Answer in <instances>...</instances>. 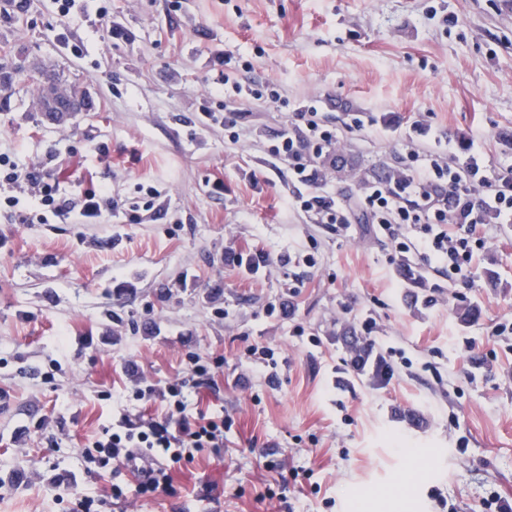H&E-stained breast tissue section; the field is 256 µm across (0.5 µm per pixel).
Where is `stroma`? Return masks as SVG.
I'll return each mask as SVG.
<instances>
[{
    "instance_id": "35a3bbf8",
    "label": "stroma",
    "mask_w": 512,
    "mask_h": 512,
    "mask_svg": "<svg viewBox=\"0 0 512 512\" xmlns=\"http://www.w3.org/2000/svg\"><path fill=\"white\" fill-rule=\"evenodd\" d=\"M64 72L93 98L62 124L15 83L0 153L42 162L63 191L106 186L97 224H18L0 213V512H62L55 487L105 495L81 448L125 416L161 414L190 356L218 360L188 414L224 415V448L171 473L172 489L111 512H486L512 502V224L466 277L395 253L371 225L339 236L287 206L267 140L299 102L324 118H384L347 134L328 186L358 196L395 166L414 120L460 151L512 162V0H52L0 15V58ZM278 84L244 99L250 130L200 126L223 75ZM156 209L127 220L148 187ZM312 255L314 266L300 264ZM435 302L411 310L405 266ZM477 309L462 325L461 303ZM372 337L391 375L350 366L340 331ZM423 417L413 429L409 415Z\"/></svg>"
}]
</instances>
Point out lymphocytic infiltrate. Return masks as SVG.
I'll return each mask as SVG.
<instances>
[{
  "label": "lymphocytic infiltrate",
  "instance_id": "1",
  "mask_svg": "<svg viewBox=\"0 0 512 512\" xmlns=\"http://www.w3.org/2000/svg\"><path fill=\"white\" fill-rule=\"evenodd\" d=\"M375 137L382 129L374 121L353 118L349 127L319 119L316 106L303 105L289 115L272 136L270 156L287 164L297 185L292 206L313 216L316 223L347 230L360 220L376 225L379 233L398 252H407L408 232H417L415 244L425 261L462 274L470 270L475 249L486 247L481 229L487 224H512V166L493 168L480 147L466 143L463 155H445L425 147L400 155L395 175L367 180L357 203L347 196L322 190L327 170L336 166V150L344 130ZM6 167L4 179L14 187H27L38 195L59 222L85 224L112 210L106 188L86 190L69 197L48 181L41 162L17 163L0 155ZM208 366L198 365L190 374L170 382L163 392L153 386L137 390V399L160 396L167 410L160 419L121 420L81 451L85 462L98 473L113 478L109 497L74 496L56 492L57 503H69V512H101L110 501H122L128 493L149 497L170 486L169 472L192 461L204 448L224 447V418L191 416L186 412L185 391L211 381Z\"/></svg>",
  "mask_w": 512,
  "mask_h": 512
}]
</instances>
